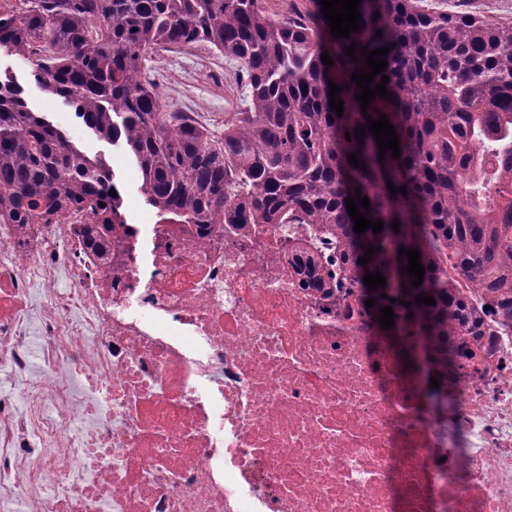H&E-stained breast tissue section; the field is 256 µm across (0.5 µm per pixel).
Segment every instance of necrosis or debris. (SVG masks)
I'll use <instances>...</instances> for the list:
<instances>
[{"mask_svg": "<svg viewBox=\"0 0 512 512\" xmlns=\"http://www.w3.org/2000/svg\"><path fill=\"white\" fill-rule=\"evenodd\" d=\"M298 242L335 272L307 224L0 216V512H512V327L432 404Z\"/></svg>", "mask_w": 512, "mask_h": 512, "instance_id": "1", "label": "necrosis or debris"}]
</instances>
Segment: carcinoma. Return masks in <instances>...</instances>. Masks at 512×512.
<instances>
[{"instance_id":"obj_1","label":"carcinoma","mask_w":512,"mask_h":512,"mask_svg":"<svg viewBox=\"0 0 512 512\" xmlns=\"http://www.w3.org/2000/svg\"><path fill=\"white\" fill-rule=\"evenodd\" d=\"M16 2L0 15V50L24 56L37 47L36 83L73 106L97 138L124 147L149 208L186 224H312L336 238L360 305L375 299L365 309L369 330L441 385L454 372L456 337L486 335L485 305L512 322V21L450 15L422 0H361L362 29L335 39L319 0H288L281 18L265 0ZM354 42L369 52L390 47L387 68L369 84L388 76V98L375 97L365 114L350 77L371 69L366 56L346 55ZM196 43L237 66L243 108L220 137L191 113L169 111L143 76L153 53ZM331 82L341 86V117L329 104ZM382 114L401 149L383 161L367 129ZM352 153L366 169L349 163ZM389 181L406 193L391 195ZM357 188L370 201L360 212L383 222L377 234L354 230L346 198ZM72 204L110 230L122 223L106 161L0 79V210L14 224H35ZM370 246L380 250L359 263ZM403 247L420 252L418 287L402 273ZM368 271L386 285L368 290ZM419 294L435 304L415 303ZM387 305L395 325L383 329Z\"/></svg>"}]
</instances>
